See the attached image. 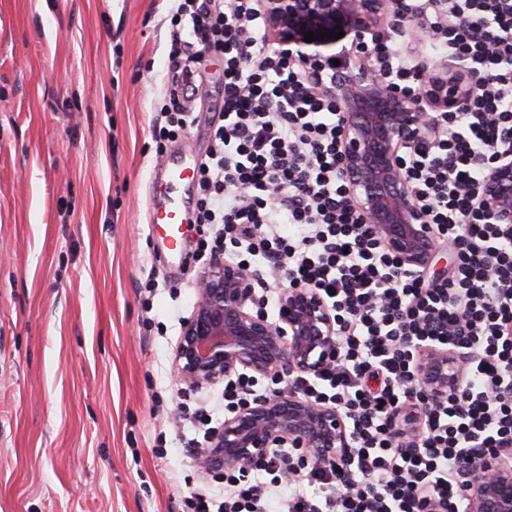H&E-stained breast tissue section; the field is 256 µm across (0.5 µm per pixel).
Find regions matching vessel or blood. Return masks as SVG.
Segmentation results:
<instances>
[{
  "label": "vessel or blood",
  "instance_id": "obj_1",
  "mask_svg": "<svg viewBox=\"0 0 512 512\" xmlns=\"http://www.w3.org/2000/svg\"><path fill=\"white\" fill-rule=\"evenodd\" d=\"M200 160L191 152L167 156L155 169L150 189L148 229L166 245L172 259L182 260V226L189 223V200Z\"/></svg>",
  "mask_w": 512,
  "mask_h": 512
}]
</instances>
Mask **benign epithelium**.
<instances>
[{
    "label": "benign epithelium",
    "instance_id": "benign-epithelium-1",
    "mask_svg": "<svg viewBox=\"0 0 512 512\" xmlns=\"http://www.w3.org/2000/svg\"><path fill=\"white\" fill-rule=\"evenodd\" d=\"M272 45L299 60L313 89L336 100L341 117L340 158L348 203L371 226L397 263L430 270L439 249L416 192L404 174V158L439 132L429 98L393 92L374 65L369 45L394 28L387 0H261ZM344 31L340 39L333 35ZM332 36L304 41L305 33ZM340 61L334 65L332 60ZM448 103L473 93L477 81L461 80L448 63ZM331 72V82L320 79ZM480 200L497 224H512V153L500 155L481 183ZM264 277L216 254L199 275L198 297L174 348L178 377L189 388L247 374L257 378L312 377L336 363V321L312 288L282 285L276 315L260 305ZM415 371L431 401L459 391L464 356L438 347L420 350ZM301 448L329 469L352 454V434L339 408L315 403L294 390L257 398L230 416L195 464L207 473L247 471L279 448ZM465 512H512V451L486 456L468 468Z\"/></svg>",
    "mask_w": 512,
    "mask_h": 512
}]
</instances>
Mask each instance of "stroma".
Returning <instances> with one entry per match:
<instances>
[{
    "mask_svg": "<svg viewBox=\"0 0 512 512\" xmlns=\"http://www.w3.org/2000/svg\"><path fill=\"white\" fill-rule=\"evenodd\" d=\"M171 30L158 0H0V512H181L224 492L179 418L223 420L224 386L187 388L173 364L203 230L184 226L173 274L146 224ZM221 106L195 102L167 150L205 155Z\"/></svg>",
    "mask_w": 512,
    "mask_h": 512,
    "instance_id": "obj_1",
    "label": "stroma"
}]
</instances>
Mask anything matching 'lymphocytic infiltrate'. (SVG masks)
Here are the masks:
<instances>
[{"instance_id": "f902f5d3", "label": "lymphocytic infiltrate", "mask_w": 512, "mask_h": 512, "mask_svg": "<svg viewBox=\"0 0 512 512\" xmlns=\"http://www.w3.org/2000/svg\"><path fill=\"white\" fill-rule=\"evenodd\" d=\"M173 31L156 143L187 133L203 85L198 58L221 61L223 106L198 181L195 222L237 257L260 258L288 284L315 289L338 319V359L293 381L338 405L353 452L317 467L299 448L224 473V499L186 497L189 512H464L462 461L512 447V224L478 203L492 146L512 149V0H391L399 25L373 47L399 94L431 88L408 51L425 30L432 55L480 72L462 105L434 112L435 141L405 173L437 237L454 256L448 276L426 280L399 265L347 203L340 114L311 92L301 63L267 38L258 0H170ZM468 357L466 385L431 403L414 378L418 347ZM425 410L409 446L392 433L404 407Z\"/></svg>"}]
</instances>
